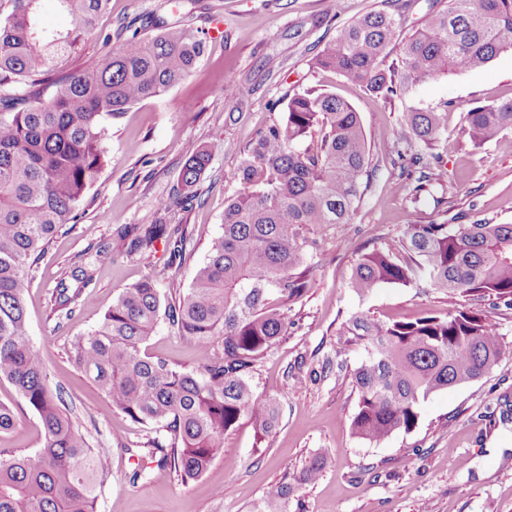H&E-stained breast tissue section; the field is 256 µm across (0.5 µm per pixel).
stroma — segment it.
Masks as SVG:
<instances>
[{
	"label": "stroma",
	"mask_w": 512,
	"mask_h": 512,
	"mask_svg": "<svg viewBox=\"0 0 512 512\" xmlns=\"http://www.w3.org/2000/svg\"><path fill=\"white\" fill-rule=\"evenodd\" d=\"M173 4L110 0L72 67L115 49L112 36L120 24L170 17ZM432 6L433 0H196L194 24L206 44L196 67L164 96L114 120L105 166L75 219L31 266L25 293L29 342L100 461L97 512H254L268 487L317 451L326 452L327 468L317 484L296 491L289 512H512V466L504 464L512 459V360L429 396L412 432L370 444L351 428L358 402L353 372L365 351L337 334L350 315L412 321L474 308L486 312L501 339L512 344V306L438 291L423 280L381 285L364 295L349 286L361 255L399 253L410 225L512 224V130L480 144L464 123L468 109L512 99L511 50L483 67L425 79L406 96L386 100L311 66L338 26L370 10L402 12L395 36L400 42L423 26ZM306 89L336 93L359 113L370 146L369 184L349 223L315 229L311 286L288 313L287 337L265 354L254 376L257 393L278 402L279 423L265 435L241 420L224 435L223 458L189 484L159 468L149 480L129 484L127 473L144 462L136 450L145 431L108 408L72 364L70 344L96 329L118 293L145 276H155L165 299L188 288L222 231L225 201L241 191L230 177L241 151L282 117L281 103ZM417 108L447 113L448 123L431 144L417 146L430 182L416 197L395 153L379 146L394 143L406 113ZM186 142L209 147L211 160L192 189L191 208L170 216L187 228L184 261L171 259L160 245L148 261H104L72 316L57 320L50 303L57 281L82 254L115 242L124 226L155 222L157 201L177 187ZM143 349L189 368L197 364L195 347L164 323ZM0 403L16 415L13 428L0 433V450L40 448L38 416L4 379Z\"/></svg>",
	"instance_id": "35a3bbf8"
}]
</instances>
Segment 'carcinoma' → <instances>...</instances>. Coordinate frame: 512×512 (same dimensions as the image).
<instances>
[{
    "label": "carcinoma",
    "instance_id": "carcinoma-1",
    "mask_svg": "<svg viewBox=\"0 0 512 512\" xmlns=\"http://www.w3.org/2000/svg\"><path fill=\"white\" fill-rule=\"evenodd\" d=\"M41 0H9L0 17V379L34 410L43 446L32 453L0 451V512H96L94 449L53 388L41 355L28 341L23 294L28 261L64 224L107 161L112 121L133 106L180 84L204 53L193 12L169 22L153 16L144 33L123 26L122 46L80 71L64 66L93 33L109 0H55L72 19L66 31L41 25ZM401 14L372 10L336 29L312 59L345 80L387 99L412 84L453 70L482 67L512 50V0H448L401 46L403 71L386 66ZM446 113L410 112L398 141L429 144L445 130ZM512 130V99L465 112V131L485 143ZM310 144L301 149L305 140ZM369 146L359 113L334 93L302 91L284 116L241 152L231 177L242 191L224 205L223 233L195 270L186 293L162 304L148 276L124 288L99 327L72 343L74 364L113 411L148 430L147 457L186 483L224 457V433L248 417L267 433L278 420L270 398L256 393L252 375L288 333V309L306 294L317 227L346 224L368 176ZM180 190L160 199L168 214L186 208L211 154L191 145ZM123 254L150 257L164 242L173 258L186 255L181 224L159 219L119 233ZM405 260L384 252L359 258L350 287L365 294L380 283H412L424 273L431 287L512 305V224H415L400 244ZM115 259L110 244L73 267L51 295L52 313L69 318L94 267ZM165 318L193 343L198 364L186 369L142 351ZM339 335L364 346L354 372L358 403L351 426L377 443L416 428L428 396L475 381L512 358L496 324L479 310L446 317L385 322L350 316ZM326 456L271 485L257 512H288L301 486L319 482Z\"/></svg>",
    "mask_w": 512,
    "mask_h": 512
}]
</instances>
